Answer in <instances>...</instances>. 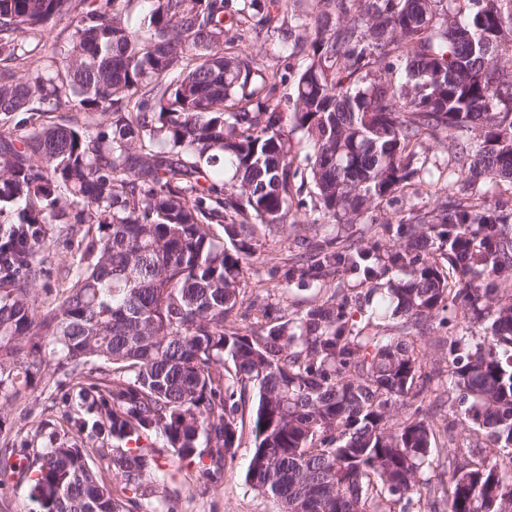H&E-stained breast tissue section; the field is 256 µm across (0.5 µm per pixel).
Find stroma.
Listing matches in <instances>:
<instances>
[{"instance_id":"35a3bbf8","label":"stroma","mask_w":512,"mask_h":512,"mask_svg":"<svg viewBox=\"0 0 512 512\" xmlns=\"http://www.w3.org/2000/svg\"><path fill=\"white\" fill-rule=\"evenodd\" d=\"M446 187L443 180L430 186L419 184L416 194L403 193L395 201L372 205L350 224H322L311 229L303 213H289L288 219L298 222L300 234L305 239L303 248L307 251L330 238L340 241L354 239L370 249L382 250L398 243L400 220L407 215L409 207L432 208L445 196ZM290 245V240L274 235L262 240L250 260L251 275L247 284L248 293L269 298L270 302L279 304L282 313L288 316L307 308L317 296L313 289L285 287V260L290 253ZM486 327V322L464 315L460 303L449 304L438 311L426 323L424 339L417 342L423 354L424 371L445 364L440 349L432 346V339L457 334L476 343L485 336ZM45 361L42 373L21 395H13L8 389L0 392V512H40V505L31 496L27 483L20 481L5 464L4 449L32 445L42 447L52 435L77 442L84 439L69 419L73 409L80 405V387L58 371L53 354H46ZM418 408L427 411L436 423L451 421L455 424L454 440L438 437L437 448L425 470L432 484L446 482L447 456L453 447L465 449L474 460L488 455V444L481 434L468 424L457 421L455 404L432 394L408 400L407 411ZM251 444V436H244L237 460L227 470L220 486L206 485L197 465L193 464L166 483L168 491L177 494L175 502L160 497L153 500V508L156 512H278V506L272 499L257 495L244 481Z\"/></svg>"}]
</instances>
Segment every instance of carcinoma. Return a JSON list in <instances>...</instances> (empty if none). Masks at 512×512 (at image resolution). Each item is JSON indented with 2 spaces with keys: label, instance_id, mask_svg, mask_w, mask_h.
I'll return each mask as SVG.
<instances>
[{
  "label": "carcinoma",
  "instance_id": "cac0c4a2",
  "mask_svg": "<svg viewBox=\"0 0 512 512\" xmlns=\"http://www.w3.org/2000/svg\"><path fill=\"white\" fill-rule=\"evenodd\" d=\"M315 6L305 40L274 24L288 0H0V118L24 115L0 132V241L13 247L0 389L22 393L50 346L97 416L72 417L95 448L51 437L19 451L41 512H150L168 472L141 440L161 436L162 452L217 484L246 429L245 483L279 512H420L429 495L445 512H512V214L495 199L512 183V0ZM71 14L45 54L21 37ZM245 27L303 55L290 112L278 99L288 74L239 48L232 32ZM430 142L465 179L412 213L405 243L374 254L328 242L294 257L286 284L323 296L285 320L254 300L255 325L236 324L246 260L262 237L292 235V207L310 224L349 222L411 186ZM73 224L84 229L70 286L41 311L48 231L66 247ZM347 270L400 275L387 288L396 333L354 320L350 289L327 290ZM457 282L490 334L437 341L444 393L491 455L453 453L448 487L433 491L434 426L403 412L434 381L410 328Z\"/></svg>",
  "mask_w": 512,
  "mask_h": 512
}]
</instances>
